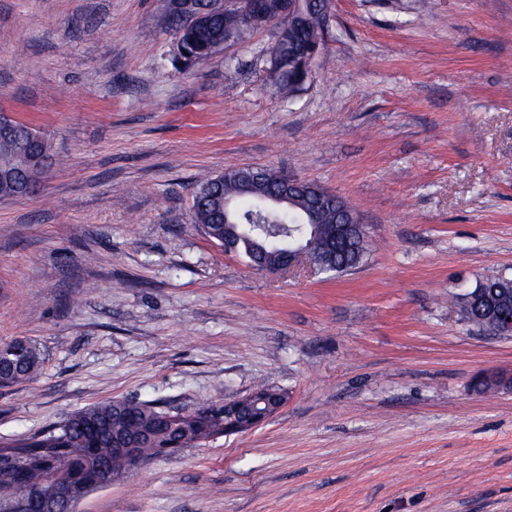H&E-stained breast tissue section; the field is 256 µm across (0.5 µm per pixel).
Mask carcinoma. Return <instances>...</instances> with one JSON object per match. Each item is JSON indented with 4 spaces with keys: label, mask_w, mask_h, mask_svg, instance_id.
I'll return each instance as SVG.
<instances>
[{
    "label": "carcinoma",
    "mask_w": 512,
    "mask_h": 512,
    "mask_svg": "<svg viewBox=\"0 0 512 512\" xmlns=\"http://www.w3.org/2000/svg\"><path fill=\"white\" fill-rule=\"evenodd\" d=\"M275 38L270 52V68L279 90L288 96L301 90L305 84L304 71L316 63L312 51L323 41L327 15L323 0H296V19L290 23L280 15H271ZM168 23L174 41L182 45L181 55H174L175 65L196 66L206 63L224 44V32L230 29L242 33L247 27L243 2L237 0L227 13L213 14L204 26L188 28L181 15L168 8ZM0 124L13 132L0 137V158L9 163L15 173L42 181L45 167L52 165L51 144L29 125L0 115ZM264 175L257 191L248 196L238 194V185L251 175V170L235 168L217 179L207 174L196 180L193 192L191 222L195 230L207 239L222 241L226 250L247 255L245 241L224 240V198L236 200L235 210L246 224H282L287 234L268 239L275 246L285 239L299 245L312 244L310 255L326 248L332 255L330 272L346 274L361 266L367 257V242L360 239L353 244L328 237L311 240V224H336L351 206L340 196L331 202L323 198L324 187L307 181L288 206L271 208L264 195L279 187L280 172L263 169ZM497 289L504 306L512 307V279H486ZM40 366V350L30 339L18 338L0 345V375L12 384L34 377ZM224 424V402L216 401L193 410L187 418H166L164 409L149 403L132 400H112L93 405L70 415L59 427L21 437L13 441L17 453L27 455V470L20 475L7 467H0V493L16 488L21 483L50 490L47 474L54 470H69L82 464L75 454L78 441L86 438L84 447L95 448L96 461L129 472L156 457L154 449L176 444L182 448L198 444V439L210 428ZM131 439L142 448L138 463L112 462V441Z\"/></svg>",
    "instance_id": "carcinoma-1"
}]
</instances>
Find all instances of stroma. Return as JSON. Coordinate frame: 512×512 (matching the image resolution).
<instances>
[{"instance_id":"1","label":"stroma","mask_w":512,"mask_h":512,"mask_svg":"<svg viewBox=\"0 0 512 512\" xmlns=\"http://www.w3.org/2000/svg\"><path fill=\"white\" fill-rule=\"evenodd\" d=\"M167 0H0V113L60 157L0 199V441L116 399L288 393L268 423L161 457L77 512H512V337L454 296L512 279V0H332L284 98L274 28L173 66ZM268 166L344 197L369 258L281 276L191 226L201 172ZM40 366V350L30 339L18 338L0 345V375L12 384L33 378Z\"/></svg>"}]
</instances>
